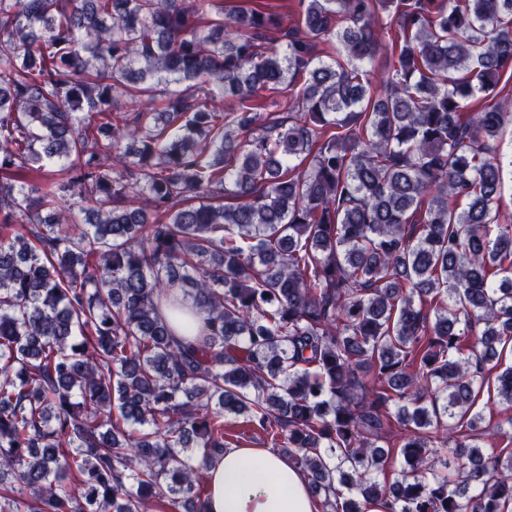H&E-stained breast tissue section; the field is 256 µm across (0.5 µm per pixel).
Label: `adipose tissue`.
<instances>
[{
    "label": "adipose tissue",
    "mask_w": 512,
    "mask_h": 512,
    "mask_svg": "<svg viewBox=\"0 0 512 512\" xmlns=\"http://www.w3.org/2000/svg\"><path fill=\"white\" fill-rule=\"evenodd\" d=\"M205 512H316L307 476L266 448L230 447L206 471Z\"/></svg>",
    "instance_id": "adipose-tissue-1"
}]
</instances>
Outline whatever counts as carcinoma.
Here are the masks:
<instances>
[{
	"label": "carcinoma",
	"mask_w": 512,
	"mask_h": 512,
	"mask_svg": "<svg viewBox=\"0 0 512 512\" xmlns=\"http://www.w3.org/2000/svg\"><path fill=\"white\" fill-rule=\"evenodd\" d=\"M301 3L0 0V512H204L239 415L322 512H512L476 443L484 388L512 406V105H473L512 0ZM224 18L239 9H253L277 15L288 27H296L301 21L303 7L300 0H223ZM390 37L386 36L384 43H388L389 46L384 47L377 54L375 62L372 64V71L369 78L371 79V84L374 92L381 93L385 89L384 81L387 77L388 71L384 68V61L387 54H389V48L391 43V36L394 34V31L397 30V26H391V30L388 27ZM298 88L295 87L294 89H288V87L285 88V86L280 87V90L277 92H263V94H266V97L264 99V105L266 110H263L262 112L269 111L271 113H274L273 115L282 117L284 119H288V111L292 108L293 105H296L293 103V98H295L297 94ZM291 99V100H290ZM290 102V106L288 104V101Z\"/></svg>",
	"instance_id": "cac0c4a2"
}]
</instances>
